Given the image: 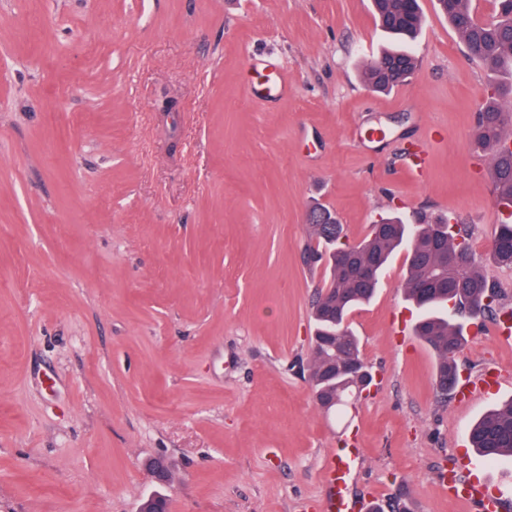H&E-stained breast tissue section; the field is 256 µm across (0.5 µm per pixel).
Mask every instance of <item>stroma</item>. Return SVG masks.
I'll return each mask as SVG.
<instances>
[{"mask_svg":"<svg viewBox=\"0 0 512 512\" xmlns=\"http://www.w3.org/2000/svg\"><path fill=\"white\" fill-rule=\"evenodd\" d=\"M435 2L415 74L383 94L358 70L385 42L370 0H0V512H139L157 457L170 512H315L351 434L349 498L478 512L441 490L452 471L512 500V458L468 443L512 399V342L494 317L468 326L471 393L441 394L405 253L348 317L367 394L324 413L305 369L314 204L352 242L384 213L462 220L512 300L488 158L467 147L488 78ZM255 62L288 99L251 94Z\"/></svg>","mask_w":512,"mask_h":512,"instance_id":"obj_1","label":"stroma"}]
</instances>
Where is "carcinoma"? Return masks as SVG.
Wrapping results in <instances>:
<instances>
[{"label": "carcinoma", "instance_id": "carcinoma-1", "mask_svg": "<svg viewBox=\"0 0 512 512\" xmlns=\"http://www.w3.org/2000/svg\"><path fill=\"white\" fill-rule=\"evenodd\" d=\"M403 0H373V10L382 31L400 39H414L420 32L423 16L419 0H413L408 14L402 13ZM468 0H437L439 11L460 35L471 59L487 67L495 78L490 94L478 104L477 117L467 146L490 155V174L498 206L509 212L500 220L491 242L493 260L512 267V0H497V16L491 22L478 20ZM418 60L406 47L384 51L365 69L368 86L379 92L407 83L414 75ZM316 220L310 224L306 251L315 262L323 259L329 270L324 296L312 303L314 336L307 366L318 406L326 412L348 404L354 387L372 380L364 372L356 382H346L330 372L333 364L360 357L359 340L342 319L376 294L384 270L392 255L400 250L412 260L407 265L404 291L409 300L426 314L415 326V335L436 353L435 378L439 389L453 390L458 380L455 360L465 340L463 326L435 314L451 307L461 317L491 313L503 306L504 295L490 283L479 262L457 261L454 253L471 251L468 231L463 224L447 219L416 214L414 223L398 217L383 218L371 225L360 242L346 241L343 225L325 208H315ZM372 269L377 279L367 281L363 273ZM472 448L489 461L512 454V402L486 413L470 430Z\"/></svg>", "mask_w": 512, "mask_h": 512}]
</instances>
